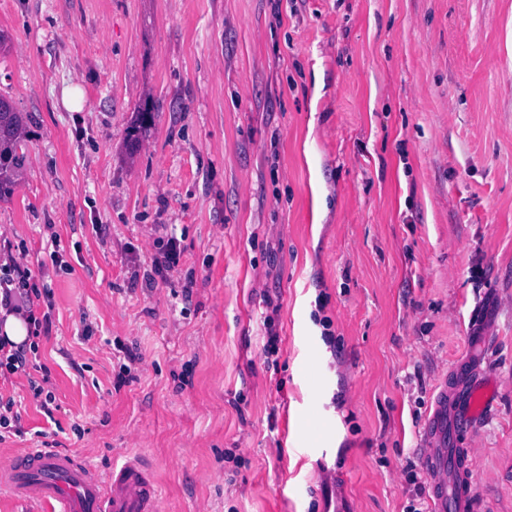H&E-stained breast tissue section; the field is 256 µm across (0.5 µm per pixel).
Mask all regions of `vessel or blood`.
Listing matches in <instances>:
<instances>
[{
	"instance_id": "1",
	"label": "vessel or blood",
	"mask_w": 512,
	"mask_h": 512,
	"mask_svg": "<svg viewBox=\"0 0 512 512\" xmlns=\"http://www.w3.org/2000/svg\"><path fill=\"white\" fill-rule=\"evenodd\" d=\"M491 373L470 365L461 388L437 386L433 412L425 422L420 466L427 480L430 512H476L471 481L476 450L464 446L468 433L490 403ZM0 487L23 500L52 504V512H170L154 474L137 455L101 474L77 456L38 446L0 456Z\"/></svg>"
}]
</instances>
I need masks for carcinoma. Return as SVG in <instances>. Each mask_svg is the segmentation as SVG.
Returning <instances> with one entry per match:
<instances>
[{"instance_id": "cac0c4a2", "label": "carcinoma", "mask_w": 512, "mask_h": 512, "mask_svg": "<svg viewBox=\"0 0 512 512\" xmlns=\"http://www.w3.org/2000/svg\"><path fill=\"white\" fill-rule=\"evenodd\" d=\"M27 116L0 97V200L13 195L22 176Z\"/></svg>"}]
</instances>
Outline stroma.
Here are the masks:
<instances>
[{
	"label": "stroma",
	"mask_w": 512,
	"mask_h": 512,
	"mask_svg": "<svg viewBox=\"0 0 512 512\" xmlns=\"http://www.w3.org/2000/svg\"><path fill=\"white\" fill-rule=\"evenodd\" d=\"M0 32L28 116L0 240L49 291L57 405L0 379V454L131 449L172 512H426L423 423L484 318L472 485L512 512V0H0ZM157 245L160 249L159 257L153 261L151 271L143 274L145 288L150 290L155 288L157 277L167 280V275L178 267L181 259V250L174 238L167 239L166 243L158 240ZM25 432L21 426V413L16 401L0 394V443L11 436L21 437Z\"/></svg>",
	"instance_id": "obj_1"
}]
</instances>
